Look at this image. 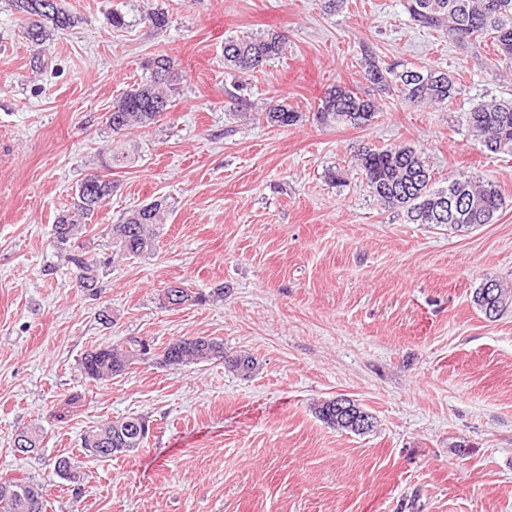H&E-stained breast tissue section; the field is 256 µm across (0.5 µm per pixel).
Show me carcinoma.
<instances>
[{
	"label": "carcinoma",
	"mask_w": 512,
	"mask_h": 512,
	"mask_svg": "<svg viewBox=\"0 0 512 512\" xmlns=\"http://www.w3.org/2000/svg\"><path fill=\"white\" fill-rule=\"evenodd\" d=\"M22 17L25 38L37 52L47 48L55 32L76 27L79 18L58 0L50 12L44 0H11ZM410 17L420 27L438 33L459 47L479 51L490 43L506 59H512V0H405ZM284 35L268 32L244 35L224 41V67L237 73L240 83L228 92L233 101H241V81L264 69L266 64L284 55ZM140 82L117 96L112 111L106 116L108 144L100 158V170L80 180L72 202L58 213L53 224L52 247L67 256L76 273H92L89 287L83 291L95 295L100 291L99 275L109 265L151 255L156 251V226L164 223L172 210L168 198L161 196L131 209L110 228L112 250L93 253L77 243L79 229L85 227L102 207L108 204L117 188L112 173L131 167L135 156L127 148L128 136L146 128L167 112L178 93L181 75L173 59L156 54L143 62ZM364 79L371 92L360 94L345 86L330 88L315 112L316 120L326 125L363 127L379 112L376 98L396 95L416 109L448 106L462 93L461 80L431 67L399 68L368 54ZM260 115L276 127L297 125L303 113L286 102L272 97ZM469 130L480 138L492 153H512V99L494 100L474 105L467 112ZM354 166L362 174L377 202L387 210L401 212L411 224H436L462 231L482 224H493L504 200L492 181L474 180L464 174L448 178L444 187H432V173L422 152L406 144L379 148L363 145L354 155ZM492 291L485 296L475 291L474 303L492 310L499 317L512 308V285L489 280ZM224 299V289L213 295L191 294L175 281L163 289V303L177 305L205 302L208 298ZM148 342L129 337L121 342L96 346L87 350L80 362L81 372L91 381L103 383L124 374L141 356L148 354ZM162 358L166 366H187L220 361L243 377L250 376L256 360L249 354L229 355L224 343L210 336L181 338L169 344ZM349 409L336 408V399L325 400L313 407L315 416L340 431L365 434L375 427V417L354 400ZM148 434L143 417H124L104 422L82 434L81 452L94 460L106 461L126 456L142 447ZM43 441L42 430L19 431L14 448L34 451ZM47 487L30 479L0 482V512H46Z\"/></svg>",
	"instance_id": "cac0c4a2"
}]
</instances>
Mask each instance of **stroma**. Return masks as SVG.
<instances>
[{
    "instance_id": "35a3bbf8",
    "label": "stroma",
    "mask_w": 512,
    "mask_h": 512,
    "mask_svg": "<svg viewBox=\"0 0 512 512\" xmlns=\"http://www.w3.org/2000/svg\"><path fill=\"white\" fill-rule=\"evenodd\" d=\"M63 4L79 22L37 71L20 15L0 0V481L50 484L48 512H512V312L492 321L473 302L482 282L512 281V155L485 150L465 118L512 98V61L415 25L403 0H346L331 15L319 0ZM155 8L168 16L160 29L142 21ZM272 31L288 51L243 96L255 109L285 98L304 114L288 128L233 115L225 95V39ZM161 51L181 91L133 134L136 162L114 173L119 189L85 239L106 244L121 214L158 196L175 207L155 254L106 269L90 297L52 248V224L100 161L113 100ZM368 52L460 75L462 94L423 110L384 97L361 128L318 123L326 88L366 91ZM362 144L410 145L435 186L491 180L505 205L469 232L408 223L354 168ZM336 168L345 183L329 182ZM176 280L224 299L166 307ZM128 336L148 341L149 359L102 384L84 376L85 350ZM191 336L248 352L255 370L160 364ZM339 395L374 415L373 431L311 412ZM128 415L150 425L137 452L80 453L85 430ZM27 426L44 441L24 455L13 439ZM63 456L77 483L57 478Z\"/></svg>"
}]
</instances>
